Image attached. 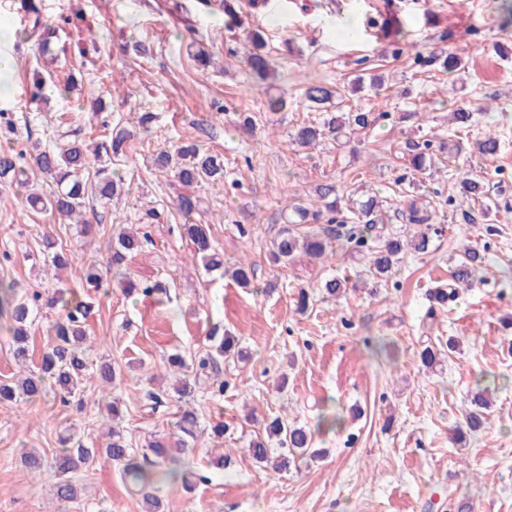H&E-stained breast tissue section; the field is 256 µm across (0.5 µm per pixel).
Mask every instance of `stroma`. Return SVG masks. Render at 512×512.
Masks as SVG:
<instances>
[{
    "label": "stroma",
    "instance_id": "1",
    "mask_svg": "<svg viewBox=\"0 0 512 512\" xmlns=\"http://www.w3.org/2000/svg\"><path fill=\"white\" fill-rule=\"evenodd\" d=\"M35 3L53 63L29 37L31 18L20 0H0V54L13 60L0 76V155L52 146L67 133L89 141L124 128L131 136L111 169L127 192L87 205L97 231L86 238L54 213L21 211L23 188L0 182V277L49 296L84 295L87 266L106 265L115 224L142 226L148 239L127 268L139 282H162L166 294L129 296L118 277H109L93 293L86 322L88 362L115 366L112 394L141 450L175 428L176 400L155 410L146 401L147 391L171 386L169 354L193 355L209 337L227 333L247 354L219 360L228 384L223 397L195 390L201 438L180 460L200 480L190 490L179 481L163 484L164 512H458L462 505L512 512V29L501 28L500 0H268L232 31L217 0ZM389 11L405 22L417 49L454 53L463 70L421 69L411 52L387 54L380 21ZM328 16L353 18L357 36L321 27ZM257 29L276 69L260 82L245 62ZM137 43L147 53L134 51ZM197 43L212 53L211 66L192 57ZM363 57L382 78L381 90L353 89V63ZM39 73L46 78L42 102L31 97ZM70 74L78 84L60 95L56 86ZM314 82L342 88L346 105L378 113L380 121L341 147L332 140L294 145L293 130L321 118L304 98ZM279 95L286 108L269 112L267 97ZM489 102L502 109L494 127L481 120L466 135H453L451 109ZM145 112L156 116L146 133L138 125ZM245 116L253 133L239 127ZM490 130L500 151L478 156L474 144ZM430 137L439 143L434 167L413 171L406 144ZM183 142L224 157L223 182L193 188L199 203L188 217L176 209L183 186L152 163L161 149ZM455 142L458 154H448ZM460 167L498 184L499 195L449 209L451 175ZM325 182L357 196L412 191L440 233L426 252L407 254L390 282L371 280L329 299L325 281L355 277L365 266L360 255L334 241L320 260L300 254L278 266L268 257L289 206L308 204ZM150 206L152 218L145 215ZM186 222L209 225L225 266L252 265L250 287L193 261L194 246L180 231ZM46 232L72 256L63 272L44 266ZM469 244L486 256L484 283L433 305L432 290L451 283ZM302 288L310 306L300 314L295 299ZM450 338L458 350L436 368L422 367V346ZM479 388L490 400L488 424L455 442L454 429ZM80 398L79 408L52 394L35 403L0 402V512H46L55 499L54 474L29 472L23 449L49 457L69 434L105 444L97 380ZM277 414L311 429L319 458L287 471L253 460L250 440ZM219 422L226 430L217 439L211 428ZM219 456L220 469L211 464ZM75 479L81 499L64 512H127V484L112 465L94 462Z\"/></svg>",
    "mask_w": 512,
    "mask_h": 512
}]
</instances>
